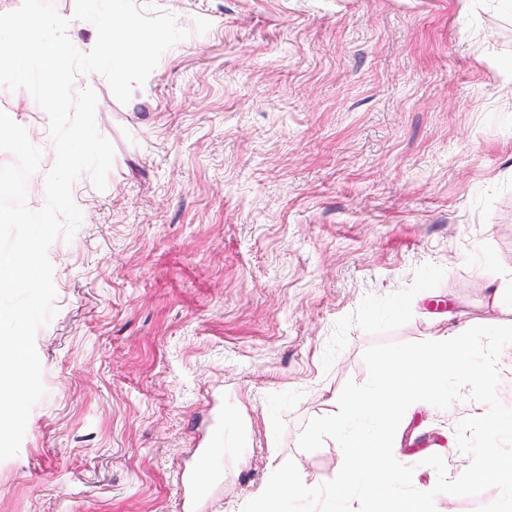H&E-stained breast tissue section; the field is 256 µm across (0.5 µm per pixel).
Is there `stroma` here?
I'll use <instances>...</instances> for the list:
<instances>
[{"label": "stroma", "instance_id": "1", "mask_svg": "<svg viewBox=\"0 0 512 512\" xmlns=\"http://www.w3.org/2000/svg\"><path fill=\"white\" fill-rule=\"evenodd\" d=\"M186 39L128 103L105 77L96 127L114 148L105 189L72 185L82 223L57 238L56 315L35 336L45 393L0 461V512H185L211 397L223 430L204 512H242L273 467L333 479L334 414L364 351L439 327L512 325V15L499 0H137ZM42 152L31 93L0 84ZM460 402L414 411L393 454L431 490L449 478Z\"/></svg>", "mask_w": 512, "mask_h": 512}]
</instances>
